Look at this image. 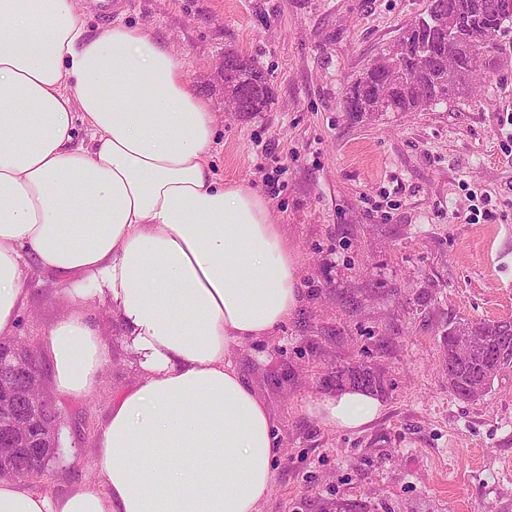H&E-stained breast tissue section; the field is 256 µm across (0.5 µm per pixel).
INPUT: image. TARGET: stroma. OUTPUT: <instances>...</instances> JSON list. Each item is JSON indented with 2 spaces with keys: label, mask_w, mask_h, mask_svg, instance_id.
<instances>
[{
  "label": "stroma",
  "mask_w": 512,
  "mask_h": 512,
  "mask_svg": "<svg viewBox=\"0 0 512 512\" xmlns=\"http://www.w3.org/2000/svg\"><path fill=\"white\" fill-rule=\"evenodd\" d=\"M429 0H133L113 18L153 29L182 55L217 114L212 167L273 204L297 247L303 300L234 363L274 418V485L261 512H512V372L461 401L448 389L449 323L512 317V32L474 95L425 112L352 114L346 90ZM235 51L272 91L262 112L225 108ZM486 219L472 224V210ZM18 335L41 343L70 311L54 279L28 272ZM88 313L110 352L87 396L55 397L64 457L33 486L91 480L93 442L138 365L107 305ZM384 376L383 410L360 431L298 413L331 396L337 368Z\"/></svg>",
  "instance_id": "35a3bbf8"
}]
</instances>
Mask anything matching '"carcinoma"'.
<instances>
[{
	"label": "carcinoma",
	"instance_id": "1",
	"mask_svg": "<svg viewBox=\"0 0 512 512\" xmlns=\"http://www.w3.org/2000/svg\"><path fill=\"white\" fill-rule=\"evenodd\" d=\"M503 0H430L428 15L448 17L450 36L423 17L352 83L345 96V111L352 113L423 112L470 94L481 77L483 57L495 49L499 34L512 30V14ZM227 82L224 98H239L242 111L262 112L272 93L264 73L248 58L224 53ZM464 336H476L485 345L486 356L454 357ZM444 354L451 369L448 389L462 401L487 394L498 375L512 371V318L467 320L448 325L442 336ZM336 387H357L382 392L384 378L366 364L336 370Z\"/></svg>",
	"mask_w": 512,
	"mask_h": 512
}]
</instances>
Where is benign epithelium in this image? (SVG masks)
I'll return each mask as SVG.
<instances>
[{"label":"benign epithelium","mask_w":512,"mask_h":512,"mask_svg":"<svg viewBox=\"0 0 512 512\" xmlns=\"http://www.w3.org/2000/svg\"><path fill=\"white\" fill-rule=\"evenodd\" d=\"M45 379V369L25 344L0 339V457L34 460L36 467L25 473L26 479L44 472L46 452L56 458L62 453L59 412H45L42 401L32 397Z\"/></svg>","instance_id":"7a95c632"}]
</instances>
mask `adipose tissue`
Returning <instances> with one entry per match:
<instances>
[{"instance_id": "adipose-tissue-1", "label": "adipose tissue", "mask_w": 512, "mask_h": 512, "mask_svg": "<svg viewBox=\"0 0 512 512\" xmlns=\"http://www.w3.org/2000/svg\"><path fill=\"white\" fill-rule=\"evenodd\" d=\"M215 124L153 31L89 32L73 0H0V337L17 333L32 265L72 304L42 342L57 394L88 395L107 359L88 279L139 367L97 436L95 480L0 479V512H260L268 498L272 416L232 352L295 315L301 266L270 200L213 171ZM302 410L356 431L382 403L348 387Z\"/></svg>"}]
</instances>
